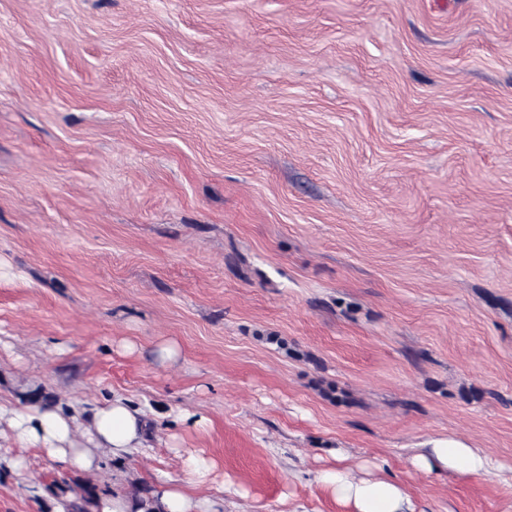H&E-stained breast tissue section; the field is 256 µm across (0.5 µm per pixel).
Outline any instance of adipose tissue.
Returning a JSON list of instances; mask_svg holds the SVG:
<instances>
[{
	"label": "adipose tissue",
	"mask_w": 512,
	"mask_h": 512,
	"mask_svg": "<svg viewBox=\"0 0 512 512\" xmlns=\"http://www.w3.org/2000/svg\"><path fill=\"white\" fill-rule=\"evenodd\" d=\"M5 422L22 448H40L65 461L78 473L99 467L100 451L122 462L142 447L146 434L143 412L133 401L117 395L95 409L84 440L75 437L74 417L60 408L0 403V422ZM411 467L428 474L450 473L477 478L491 471V461L481 449L455 436L430 438L412 456ZM211 470L200 458H191L188 479L169 477L157 482L145 500L133 498L121 484L99 495L93 512H224L223 501L195 493ZM316 485L346 512H416L415 503L397 478H357L340 465L316 472Z\"/></svg>",
	"instance_id": "adipose-tissue-1"
}]
</instances>
